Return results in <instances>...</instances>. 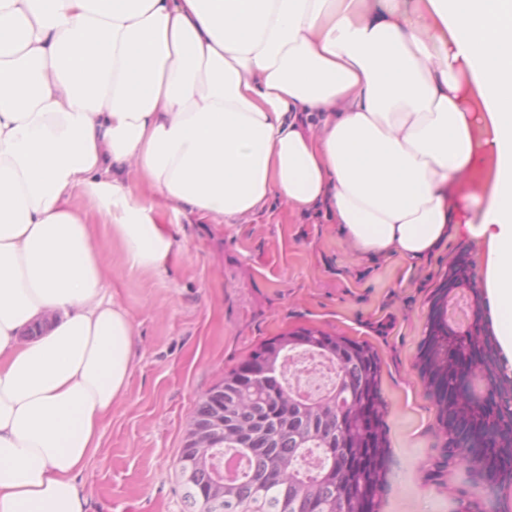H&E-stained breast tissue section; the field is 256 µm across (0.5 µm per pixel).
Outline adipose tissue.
<instances>
[{"label": "adipose tissue", "mask_w": 512, "mask_h": 512, "mask_svg": "<svg viewBox=\"0 0 512 512\" xmlns=\"http://www.w3.org/2000/svg\"><path fill=\"white\" fill-rule=\"evenodd\" d=\"M272 196L368 256L463 226L512 377V0H0V512H87L136 355L103 241L160 275L156 198Z\"/></svg>", "instance_id": "adipose-tissue-1"}]
</instances>
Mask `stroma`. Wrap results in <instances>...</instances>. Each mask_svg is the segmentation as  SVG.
<instances>
[{
	"instance_id": "1",
	"label": "stroma",
	"mask_w": 512,
	"mask_h": 512,
	"mask_svg": "<svg viewBox=\"0 0 512 512\" xmlns=\"http://www.w3.org/2000/svg\"><path fill=\"white\" fill-rule=\"evenodd\" d=\"M159 218L180 243L166 273L131 272L117 246L104 248L137 354L78 478L88 512H190L179 464L190 414L257 345L299 329L364 341L379 355L392 462L378 512H512V487L488 508L480 478L444 457L437 409L415 367L429 299L460 252L484 286L474 242L450 235L413 264L394 252L367 256L325 209L301 214L275 197L231 224Z\"/></svg>"
}]
</instances>
